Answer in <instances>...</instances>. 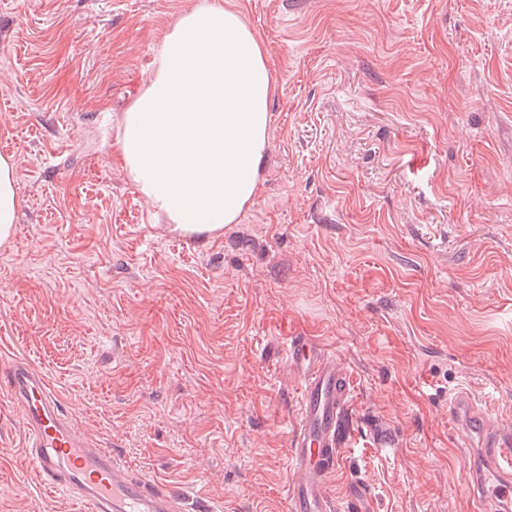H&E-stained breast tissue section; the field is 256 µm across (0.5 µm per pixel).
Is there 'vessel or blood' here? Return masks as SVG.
Masks as SVG:
<instances>
[{"mask_svg":"<svg viewBox=\"0 0 512 512\" xmlns=\"http://www.w3.org/2000/svg\"><path fill=\"white\" fill-rule=\"evenodd\" d=\"M288 361L300 379V406L290 439L291 512H334L327 489L347 430L352 381L345 363L305 335L289 337ZM0 391L18 406L28 432L24 457L38 480L87 504L89 512H213L208 502L130 469L74 427L48 378L25 358L0 359ZM452 425L478 435L471 456L472 512L512 500V427L472 397L448 404Z\"/></svg>","mask_w":512,"mask_h":512,"instance_id":"b4317fda","label":"vessel or blood"}]
</instances>
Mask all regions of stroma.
<instances>
[{
  "mask_svg": "<svg viewBox=\"0 0 512 512\" xmlns=\"http://www.w3.org/2000/svg\"><path fill=\"white\" fill-rule=\"evenodd\" d=\"M196 0H0V345L79 433L215 512H288L313 337L352 378L339 512H467L448 394L512 423V0H224L274 85L260 188L202 244L115 163V125ZM395 447H377L378 431ZM0 394V512H85L24 461ZM15 166L13 159L0 157V245L7 244L13 234L20 204Z\"/></svg>",
  "mask_w": 512,
  "mask_h": 512,
  "instance_id": "35a3bbf8",
  "label": "stroma"
}]
</instances>
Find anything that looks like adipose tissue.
<instances>
[{
  "label": "adipose tissue",
  "mask_w": 512,
  "mask_h": 512,
  "mask_svg": "<svg viewBox=\"0 0 512 512\" xmlns=\"http://www.w3.org/2000/svg\"><path fill=\"white\" fill-rule=\"evenodd\" d=\"M273 90L259 34L223 0H197L165 28L116 157L169 232L205 243L237 223L261 183ZM19 204L15 162L0 157V245Z\"/></svg>",
  "instance_id": "adipose-tissue-1"
}]
</instances>
